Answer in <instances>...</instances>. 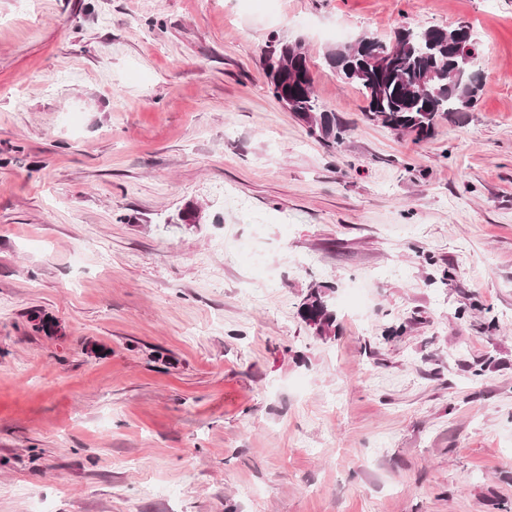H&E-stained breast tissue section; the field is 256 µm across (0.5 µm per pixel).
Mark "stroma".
Masks as SVG:
<instances>
[{"label": "stroma", "instance_id": "35a3bbf8", "mask_svg": "<svg viewBox=\"0 0 512 512\" xmlns=\"http://www.w3.org/2000/svg\"><path fill=\"white\" fill-rule=\"evenodd\" d=\"M461 21L420 141L325 63ZM0 512H512V0H0ZM288 62L290 66L293 63L297 65V75L289 81L278 80L264 67L271 94L278 101L280 97L287 95L288 109L308 125L310 135H316L327 147L336 148L344 142L348 130L336 117V113L324 110L315 97L314 78L303 46L288 49ZM316 129L317 131H314ZM300 313L302 318H311L315 328L323 335L332 331L336 317L329 301V294L322 288H313L304 298Z\"/></svg>", "mask_w": 512, "mask_h": 512}]
</instances>
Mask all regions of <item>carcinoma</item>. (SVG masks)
Instances as JSON below:
<instances>
[{"label": "carcinoma", "instance_id": "carcinoma-1", "mask_svg": "<svg viewBox=\"0 0 512 512\" xmlns=\"http://www.w3.org/2000/svg\"><path fill=\"white\" fill-rule=\"evenodd\" d=\"M371 43L386 49L389 63L383 68H371L364 79L350 82L367 100L370 120L398 135L413 134L420 141L431 134L438 120L472 107L480 90V76L475 68L480 43L470 25H400L387 39L373 37ZM288 62L297 65V75L289 81L266 72L271 94L277 99L288 96V109L324 145L334 148L342 144L347 128L336 113L324 110L315 97L314 78L303 47L289 49ZM300 313L304 319H313L321 334L330 333L336 321L329 294L319 287L306 295Z\"/></svg>", "mask_w": 512, "mask_h": 512}]
</instances>
